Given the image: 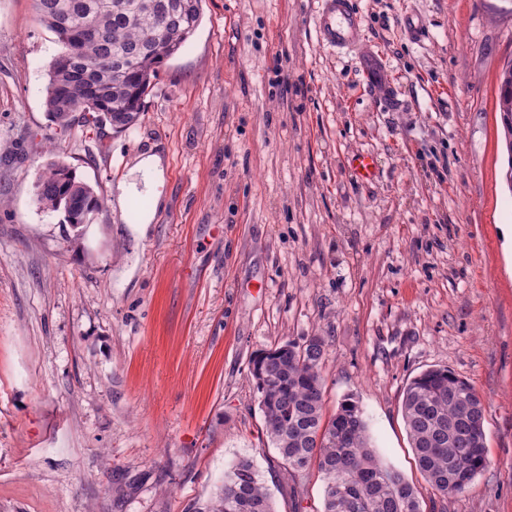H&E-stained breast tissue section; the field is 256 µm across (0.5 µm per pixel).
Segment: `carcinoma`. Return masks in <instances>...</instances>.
<instances>
[{
    "instance_id": "cac0c4a2",
    "label": "carcinoma",
    "mask_w": 512,
    "mask_h": 512,
    "mask_svg": "<svg viewBox=\"0 0 512 512\" xmlns=\"http://www.w3.org/2000/svg\"><path fill=\"white\" fill-rule=\"evenodd\" d=\"M36 17L64 51L52 62L45 109L62 132L85 123L131 131L144 111L159 66L195 33L201 0H34ZM90 27L100 37H80ZM39 205L64 214L65 224H91L103 207L94 188L64 164L50 163L36 178ZM288 341L257 354L251 373L266 433L290 478L317 464L324 480L322 512H423L415 487L382 462L365 412L353 397L325 412V358L302 356ZM474 386L446 367L427 369L406 385L401 402L416 464L442 497L463 491L484 469L485 422ZM206 512H276L259 471L246 458L224 470V483Z\"/></svg>"
}]
</instances>
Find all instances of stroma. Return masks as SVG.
<instances>
[{
    "label": "stroma",
    "instance_id": "1",
    "mask_svg": "<svg viewBox=\"0 0 512 512\" xmlns=\"http://www.w3.org/2000/svg\"><path fill=\"white\" fill-rule=\"evenodd\" d=\"M354 2L338 52L318 0H202L138 125L75 136L44 107L62 44L34 0H0V512H202L240 457L277 512H320L321 473L286 478L250 373L315 335L327 413L359 401L423 512H512V0ZM151 155L153 193L120 196ZM53 162L103 197L93 223L37 204ZM432 367L487 408V466L449 498L400 411ZM315 28L322 44L340 51L358 41L363 21L352 0H319ZM502 99H512V74L511 71L508 73L503 72L500 80V86H499V95H498V110L501 114V120L504 128V134H505V142H506V148L508 143V138L510 136L509 140V149L510 152H512V146H511V136H512V123H511V117L508 115L512 114V112H502L501 110V104L500 101ZM512 116V115H511ZM510 120V124H509Z\"/></svg>",
    "mask_w": 512,
    "mask_h": 512
}]
</instances>
